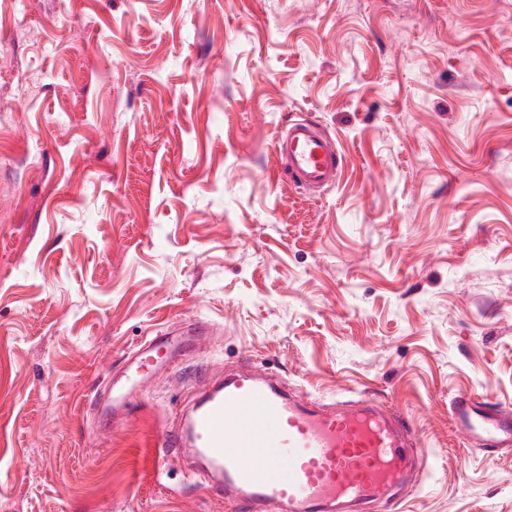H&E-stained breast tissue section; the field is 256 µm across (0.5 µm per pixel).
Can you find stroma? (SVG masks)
<instances>
[{"label":"stroma","instance_id":"35a3bbf8","mask_svg":"<svg viewBox=\"0 0 512 512\" xmlns=\"http://www.w3.org/2000/svg\"><path fill=\"white\" fill-rule=\"evenodd\" d=\"M0 57V512H232L149 443L244 364L408 415L403 512H512L448 414L512 406V0H0ZM299 116L344 156L313 197L268 175ZM206 325L190 322L179 325H169L153 330L149 336L131 349L126 357L124 384L112 382V413L104 412L98 399L93 406V413L99 420L114 424L119 414H126L127 391L143 379L145 374L157 373L175 362L182 355L185 346V336H202L208 331ZM158 355H163L159 357ZM128 385L127 390L125 387Z\"/></svg>","mask_w":512,"mask_h":512}]
</instances>
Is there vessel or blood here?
<instances>
[{
	"label": "vessel or blood",
	"instance_id": "obj_1",
	"mask_svg": "<svg viewBox=\"0 0 512 512\" xmlns=\"http://www.w3.org/2000/svg\"><path fill=\"white\" fill-rule=\"evenodd\" d=\"M271 154L272 176L288 175L307 192L332 187L342 171L336 140L309 119L280 127ZM206 331L197 322L153 330L128 352L111 412L97 407L95 417L116 422L127 387L175 362L186 337ZM449 412L467 444L490 453L512 447L511 406L460 394ZM418 444L397 409L370 398L326 406L250 367L209 380L152 448L161 461L190 456L192 480L243 512H372L409 481V452Z\"/></svg>",
	"mask_w": 512,
	"mask_h": 512
}]
</instances>
